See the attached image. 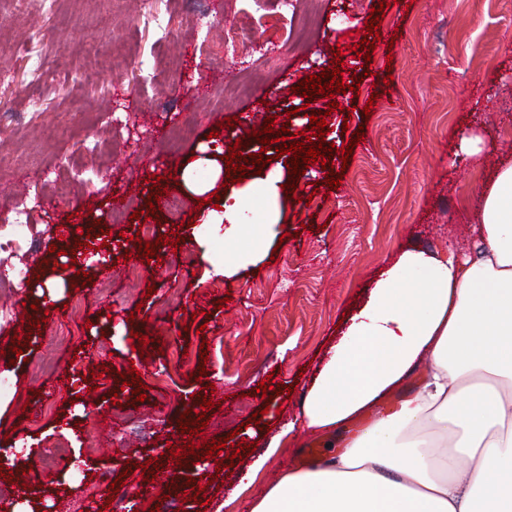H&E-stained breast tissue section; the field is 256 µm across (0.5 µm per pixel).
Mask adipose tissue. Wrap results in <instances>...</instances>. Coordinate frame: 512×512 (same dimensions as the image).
I'll return each instance as SVG.
<instances>
[{"label": "adipose tissue", "instance_id": "1", "mask_svg": "<svg viewBox=\"0 0 512 512\" xmlns=\"http://www.w3.org/2000/svg\"><path fill=\"white\" fill-rule=\"evenodd\" d=\"M501 151L473 215V251L409 246L381 269L246 480L301 433L342 453L283 474L248 512H512V142ZM282 181L271 169L202 214L194 240L226 247L215 276L265 247L276 214L266 211L251 237L243 219L252 195L273 202ZM395 394L396 410L349 434Z\"/></svg>", "mask_w": 512, "mask_h": 512}]
</instances>
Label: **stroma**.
I'll list each match as a JSON object with an SVG mask.
<instances>
[{
	"mask_svg": "<svg viewBox=\"0 0 512 512\" xmlns=\"http://www.w3.org/2000/svg\"><path fill=\"white\" fill-rule=\"evenodd\" d=\"M377 5L311 0L299 10L315 14V27L297 40L296 16L266 0L267 27L212 70L210 57L253 11L251 0H0V225L30 224L39 243L24 256L0 251V306L13 315L0 322V448L27 454L17 480L0 479V501L101 512L109 494L99 476L109 472L125 477L126 512H245L293 462L324 453L321 439H305L247 495L231 496L253 455L298 413L316 359L378 271L408 246L472 247L471 215L500 163L491 144L512 138L502 117L512 101V0H390L366 61L354 48ZM339 44L343 75L361 78L359 91L310 100L296 93L298 82L329 67ZM304 105L326 113V143L353 146L352 159L295 177L269 251L233 276H211L186 236L201 197L173 171L238 140L254 149L251 132L267 121L299 134L310 125ZM471 137L479 151L466 146ZM142 158L168 189L154 217L169 243L156 246L151 263L127 221L149 209ZM331 176L340 183L330 192ZM116 210L124 223L112 222ZM73 214L81 229L62 236ZM87 245L98 259L71 269L72 250ZM128 253L138 257L139 280L126 276ZM22 265L29 276L19 285L10 271ZM51 279L58 292L39 294ZM104 282L111 293H101ZM25 304L33 308L27 323L18 315ZM18 330L24 339H15ZM141 334L153 337L147 360L136 348ZM180 350L184 364L171 366ZM99 365L109 377H92ZM131 368L147 387L144 402L122 386ZM163 369L168 377L155 385ZM269 377L291 394L262 399L256 388ZM202 414V443L225 441L229 455L243 439L250 455L221 469L189 455L146 482L143 463L184 445L183 420ZM200 482L206 502L184 501Z\"/></svg>",
	"mask_w": 512,
	"mask_h": 512,
	"instance_id": "1",
	"label": "stroma"
}]
</instances>
